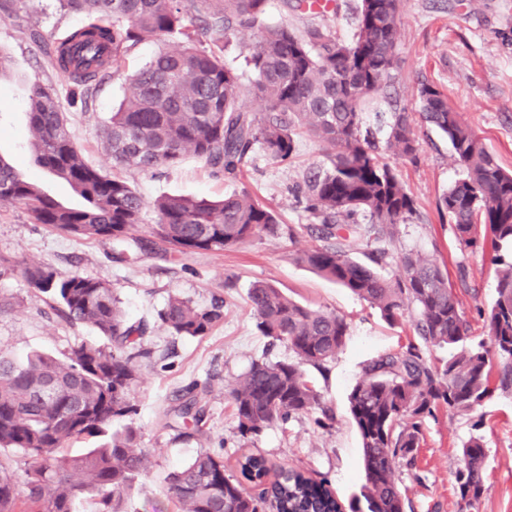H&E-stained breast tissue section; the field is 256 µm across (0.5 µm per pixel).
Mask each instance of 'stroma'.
<instances>
[{
	"label": "stroma",
	"instance_id": "stroma-1",
	"mask_svg": "<svg viewBox=\"0 0 512 512\" xmlns=\"http://www.w3.org/2000/svg\"><path fill=\"white\" fill-rule=\"evenodd\" d=\"M326 11H300L286 0H269L267 20L296 31L331 29L337 37L352 34L358 0H330ZM81 16L65 12L58 0H0V156L15 162L30 177L68 205H78L71 187L37 166L30 152L28 95L34 82L53 86L68 127L86 163L108 169L101 129L124 98L128 78L160 49L146 42L125 58L119 72L106 79L88 102L72 99L68 80L56 70L49 49L74 28ZM427 83L440 89L452 107L496 156L512 171V0H403L397 66L383 91L365 101L361 110L377 141L386 140V121L393 108L415 116L420 143L415 159L392 164L415 201L416 212L399 225L394 240L384 241L391 259L384 275H394L398 259L409 252L435 258L458 295L473 335H482L481 310L496 299V266L491 252L461 246L446 213L438 208L444 191L460 176L450 158L447 138L418 119L416 92ZM323 160L319 145L304 138L290 166L255 153L234 176L213 173L193 154L177 167L145 172L135 168L119 175L145 201L164 195L216 199L249 191L268 202L293 236L262 237L221 255L161 256L144 248L129 263L113 261L112 245L78 239L42 224L32 223L21 205L0 204V255L20 266L38 264L75 271L111 284L130 322L146 321L143 338L153 352L139 368L131 393L137 412L127 423L137 432V445L148 456L147 475L124 494L122 512H180L168 491L167 476L197 451L223 454L231 475H239L238 458L264 455L270 464L285 465L324 476L342 502L357 493L362 476V448L348 409V394L364 363L398 349L413 333L410 319L388 324L378 309L345 288L298 263L297 253L321 246L308 231L311 219L298 205L293 189L304 173ZM269 281L294 300L343 316L349 339L328 370L315 381L334 415L331 428H316L302 416L286 426L266 429L254 441L237 430L227 395L252 360L270 354L283 359L289 351L269 347L261 336L248 304L254 283ZM0 293L12 295L15 306L0 313V354L17 359L39 351L58 355L70 347L98 341L90 327L72 326L50 307L45 295L34 293L16 272L0 277ZM201 305L221 299L224 320L200 339L171 335L157 313L171 294ZM207 386L209 421L205 436L180 437L167 412L189 383ZM485 439L484 494L475 507L461 503L454 474L460 449L473 432ZM406 512H512V395L494 393L473 416L440 411L423 425V442L413 466L403 468Z\"/></svg>",
	"mask_w": 512,
	"mask_h": 512
}]
</instances>
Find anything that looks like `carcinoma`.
Segmentation results:
<instances>
[{
    "instance_id": "1",
    "label": "carcinoma",
    "mask_w": 512,
    "mask_h": 512,
    "mask_svg": "<svg viewBox=\"0 0 512 512\" xmlns=\"http://www.w3.org/2000/svg\"><path fill=\"white\" fill-rule=\"evenodd\" d=\"M86 24L58 42L55 67L73 93L86 99L138 44H167L131 77L128 92L103 127L102 140L114 167L172 168L187 152L217 173L235 175L255 146L276 163L291 161L305 133L325 151L327 164L310 169L299 203L315 224L311 232L329 242L296 256L322 277L349 289L390 323L408 315L417 339L367 361L348 395L351 418L363 450V481L350 512H405L400 468L414 461L423 423L446 408L470 416L497 391L512 393V173L505 171L436 87L417 89L420 116L451 145L461 177L442 194L439 206L466 248L490 247L498 266L497 297L484 311L485 334L469 335V324L448 276L431 257L408 253L399 273L379 268L387 254L368 261L347 255L354 239L394 236L412 217L414 201L385 162L360 105L392 79L400 40L401 0H360L356 28L348 40L312 27L297 34L265 23L268 0H59ZM207 9L202 28L186 23L190 10ZM246 30L253 42L240 69L224 60V49ZM258 103L248 113L242 94ZM29 119L35 163L67 182L79 207L49 195L37 181L0 156V202L24 206L34 224L118 246L114 259L142 248L133 236L145 201L125 181L109 177L83 159L53 87L33 83ZM387 146L401 158H416L410 116L391 113ZM153 244L166 254L222 253L253 238L281 235L274 209L246 190L218 201L166 196L153 203ZM30 288L46 294L70 325L93 328L102 344L81 343L59 356L33 352L22 361L0 355V449L28 460L20 481L0 470V512H75L77 500L92 497L98 512H120L119 500L147 475L148 457L136 450V432L114 421L136 413L131 392L144 347V324H130L112 286L98 279L37 264L22 267ZM248 305L261 334L293 356L251 362L228 395L237 430L249 441L274 425L320 412L333 416L307 367L323 370L349 336L345 319L297 302L266 282L253 285ZM159 320L173 336L203 338L224 320V306H200L172 295ZM450 348L442 366L430 364L426 349ZM207 387L182 390L172 416L187 438L203 435ZM96 438L78 455L70 442ZM456 491L469 507L484 493L487 448L481 435L461 449ZM252 493L227 473L224 456L196 452L168 476L169 490L183 512H345L327 480L280 468L274 480L260 454L239 461Z\"/></svg>"
}]
</instances>
